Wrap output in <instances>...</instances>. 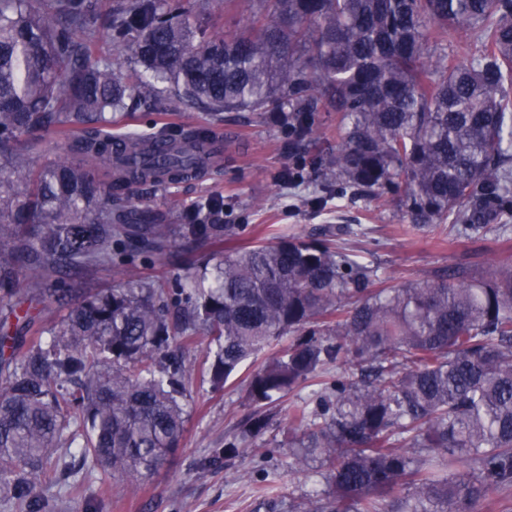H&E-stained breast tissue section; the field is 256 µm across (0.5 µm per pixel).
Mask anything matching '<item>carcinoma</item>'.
Here are the masks:
<instances>
[{
  "mask_svg": "<svg viewBox=\"0 0 512 512\" xmlns=\"http://www.w3.org/2000/svg\"><path fill=\"white\" fill-rule=\"evenodd\" d=\"M243 4L226 38L176 0H113L107 37L162 85V112L277 113L293 149L317 140L315 113H340L316 204L400 192L409 230L508 236L512 0H224ZM99 8L0 0V497L52 512L43 490L72 446L117 491L156 472L186 432L202 338L215 391L270 351L248 380L244 438L266 432L274 396L313 386L267 449L319 464L304 512H471L511 490L512 263L378 288V267L342 246L362 224L226 249L244 226L222 223L218 196L182 224L128 223L129 178L179 182L219 150L207 128L102 133L139 87L94 55ZM463 38L477 55L457 62ZM40 132L73 138L71 155L34 166ZM180 243L182 274L127 267L108 290L65 287V271ZM52 302L66 314L26 338L30 307Z\"/></svg>",
  "mask_w": 512,
  "mask_h": 512,
  "instance_id": "cac0c4a2",
  "label": "carcinoma"
}]
</instances>
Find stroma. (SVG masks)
I'll use <instances>...</instances> for the list:
<instances>
[{"instance_id":"obj_1","label":"stroma","mask_w":512,"mask_h":512,"mask_svg":"<svg viewBox=\"0 0 512 512\" xmlns=\"http://www.w3.org/2000/svg\"><path fill=\"white\" fill-rule=\"evenodd\" d=\"M316 121L319 148L302 147L295 153L287 148L278 126L249 112H225L214 118L193 108L159 112L142 104L116 115L108 131L118 136L131 129L147 133L212 129L221 149L214 166L168 187L141 186L130 192L136 210L165 214L172 224L182 223L196 203L219 196L224 200L225 223L245 225L246 242L262 241L261 229L267 224L299 235L315 233L325 224L366 225L370 232L360 241L365 261L398 281L424 277L486 250L495 261L512 263V238L500 240L493 229L484 238L450 244L423 231L403 234L398 226L405 221L404 209L396 196L331 198L318 207L305 205V198L321 181L319 151L335 146L341 132L338 113L319 112ZM257 364V359L247 360L220 392L212 391L207 377L195 375L190 420L179 449L154 475L129 482L123 494H113L91 479L93 463L82 461L78 449H70L66 460L73 474L48 493L55 512H299L321 480L317 464L289 468L284 448L267 462L258 458L259 448L280 437L287 426L288 403L273 408L264 437L247 441L223 465L209 463L213 450L223 447L225 435L241 430L254 411L246 395V379ZM265 468L277 471L285 492L274 502L256 492Z\"/></svg>"}]
</instances>
